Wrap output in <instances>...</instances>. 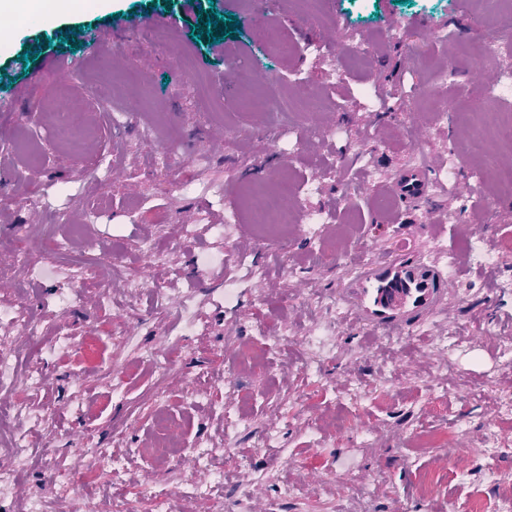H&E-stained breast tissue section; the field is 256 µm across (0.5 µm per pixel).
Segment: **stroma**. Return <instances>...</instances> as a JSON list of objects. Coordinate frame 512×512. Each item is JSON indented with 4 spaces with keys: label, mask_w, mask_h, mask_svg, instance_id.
Returning a JSON list of instances; mask_svg holds the SVG:
<instances>
[{
    "label": "stroma",
    "mask_w": 512,
    "mask_h": 512,
    "mask_svg": "<svg viewBox=\"0 0 512 512\" xmlns=\"http://www.w3.org/2000/svg\"><path fill=\"white\" fill-rule=\"evenodd\" d=\"M214 10L240 22L216 47L192 38L197 9L152 0L16 19L0 45V198L11 202L0 211V309L20 308L35 327L0 328V349L15 355L14 384L0 390L12 415L0 460L16 470L0 512L43 495L53 512L105 496L152 512L155 493L170 494L171 512H466L474 492L512 498V293L499 287L512 275V195L472 177L491 162L512 168V146L469 147L475 124L493 131L512 116L501 83L512 38L475 55L503 18H487L481 0H329L331 25L293 0L272 10L214 0ZM271 25L293 54H258ZM77 26L94 39L59 44ZM156 26L171 53L157 50ZM366 37L375 49L352 60ZM29 50L38 58L23 62ZM243 69L253 89L238 88ZM255 90L279 107L248 109ZM62 100L81 107L75 145L56 136ZM416 165L434 196L378 211L384 186ZM280 177L295 184L298 221L271 246L240 208L253 182ZM48 234L71 253L116 255L125 277L104 265L108 287L81 289L68 256L46 277L20 264ZM466 239L494 262L460 259L447 302L412 332H370L342 309L360 264L402 243L442 262ZM229 249L244 265L198 272L199 253ZM61 336L66 346L50 349ZM316 338L329 351H309ZM35 371L39 390L28 386ZM162 409L188 450L159 467L143 450ZM47 410L50 429L36 418ZM448 430L446 448L423 447ZM89 438L111 449L119 475L96 472L78 490L70 476L92 468L76 452ZM426 473L437 480L429 498Z\"/></svg>",
    "instance_id": "obj_1"
}]
</instances>
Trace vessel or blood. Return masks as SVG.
Returning <instances> with one entry per match:
<instances>
[{"label": "vessel or blood", "mask_w": 512, "mask_h": 512, "mask_svg": "<svg viewBox=\"0 0 512 512\" xmlns=\"http://www.w3.org/2000/svg\"><path fill=\"white\" fill-rule=\"evenodd\" d=\"M433 189L424 168L414 166L387 187L393 201L423 199ZM450 276L446 266L399 247L366 265L340 290L348 314L366 329L404 333L436 312L446 301Z\"/></svg>", "instance_id": "obj_1"}]
</instances>
